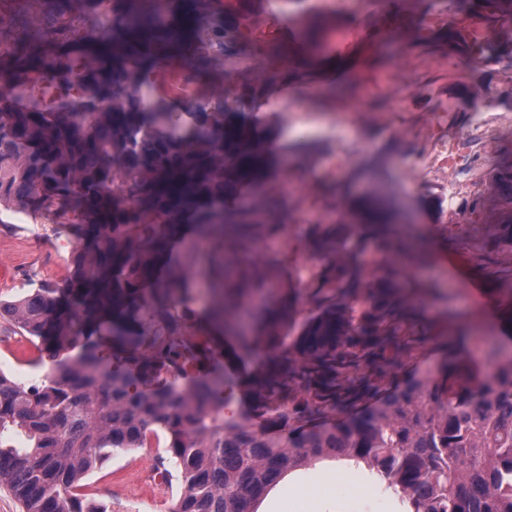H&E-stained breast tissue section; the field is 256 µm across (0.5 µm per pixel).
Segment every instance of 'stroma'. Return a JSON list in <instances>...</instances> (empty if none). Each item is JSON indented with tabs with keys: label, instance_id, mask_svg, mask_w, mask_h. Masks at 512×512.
I'll use <instances>...</instances> for the list:
<instances>
[{
	"label": "stroma",
	"instance_id": "1",
	"mask_svg": "<svg viewBox=\"0 0 512 512\" xmlns=\"http://www.w3.org/2000/svg\"><path fill=\"white\" fill-rule=\"evenodd\" d=\"M309 49L296 51L292 66L277 88L302 111L276 112L270 118L275 149L266 178L245 184L237 198L263 224H279L282 236L270 248L287 256L291 265L268 284L269 297L293 282L292 266L310 259L305 248L316 224H340L352 216L355 202L381 197L396 217L394 242L406 251L410 239H423L425 260L413 262L410 273L431 294L417 305L409 368L424 367L429 358L453 344L467 331L470 347L492 336L512 346L496 318L512 308V250H478L460 244L464 224L448 214L449 203L469 211L474 199L493 208L495 195L488 179L472 186L468 173L453 169L433 180L419 178L413 166L427 149V137L448 141L472 139L486 120L485 112H452L449 95H460L468 80L489 90L495 101L512 99V53L470 68L462 52L418 46L405 39L364 43L343 60L310 63ZM408 61L412 101L397 111V90L386 78L397 57ZM375 73L384 89L346 74V67ZM361 111H349L355 100ZM343 158L345 171L333 164ZM470 165L486 176L512 165V124L506 125L493 146L476 145ZM0 224V295L12 296L43 281L64 283L70 273V251L77 235L70 226L53 227L43 209L20 205L6 211ZM160 448L114 450L86 479L87 491L110 504L112 512H171L172 489L150 485L139 499L130 496V480L156 468ZM359 469L354 462L323 461L291 473L259 503L260 512H355V502L373 485L372 477L352 482Z\"/></svg>",
	"mask_w": 512,
	"mask_h": 512
}]
</instances>
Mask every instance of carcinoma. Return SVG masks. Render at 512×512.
<instances>
[{"label":"carcinoma","mask_w":512,"mask_h":512,"mask_svg":"<svg viewBox=\"0 0 512 512\" xmlns=\"http://www.w3.org/2000/svg\"><path fill=\"white\" fill-rule=\"evenodd\" d=\"M172 15L165 0H79L111 21L45 47L46 33L0 50V82L40 75L55 83L48 101L19 106L0 93V207L61 202L60 225L79 236L65 285L42 282L0 296V323L38 340L49 361L40 384L0 374V487L22 512H112L81 492L82 482L116 449L163 440L167 484L178 483L172 512H258L284 476L320 460H352L397 494L404 512H512V349L487 341L480 359L443 355L390 389L386 370L413 347L405 317L425 294L393 250L395 216L373 199L352 224H320L307 282L288 288L255 326L275 252L259 266L260 241L281 224H254L234 207L242 170L261 172L269 149L256 113L266 84L246 74L248 93L174 112L149 85L117 96L114 84L174 56L219 71L240 51L237 27L210 0H188ZM460 11L500 24L498 46L512 51V0H458ZM152 31L147 43L132 30ZM447 34L489 60V39L461 29L424 30L430 45ZM112 102L109 112L93 106ZM224 150V159L215 153ZM133 166L144 176L123 179ZM495 211L477 216L470 241L512 249V168L495 169ZM212 243L211 281L171 261L189 246L185 231ZM380 256L363 279L370 256ZM218 298L203 318L201 291ZM310 312L300 317L297 291ZM262 345L268 363L249 368ZM23 443H16V438Z\"/></svg>","instance_id":"1"}]
</instances>
